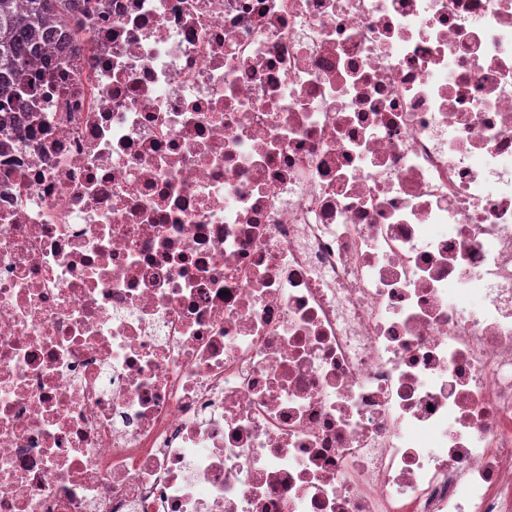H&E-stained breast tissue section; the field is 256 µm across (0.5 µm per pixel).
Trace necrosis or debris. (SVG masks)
Here are the masks:
<instances>
[{
  "label": "necrosis or debris",
  "mask_w": 512,
  "mask_h": 512,
  "mask_svg": "<svg viewBox=\"0 0 512 512\" xmlns=\"http://www.w3.org/2000/svg\"><path fill=\"white\" fill-rule=\"evenodd\" d=\"M0 113V512H512V0H77Z\"/></svg>",
  "instance_id": "obj_1"
}]
</instances>
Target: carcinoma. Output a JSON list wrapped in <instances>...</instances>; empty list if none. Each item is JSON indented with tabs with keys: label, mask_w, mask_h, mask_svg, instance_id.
<instances>
[{
	"label": "carcinoma",
	"mask_w": 512,
	"mask_h": 512,
	"mask_svg": "<svg viewBox=\"0 0 512 512\" xmlns=\"http://www.w3.org/2000/svg\"><path fill=\"white\" fill-rule=\"evenodd\" d=\"M65 21L60 0H0V111L24 109L25 85L19 84L30 60L51 36L48 24Z\"/></svg>",
	"instance_id": "obj_1"
}]
</instances>
